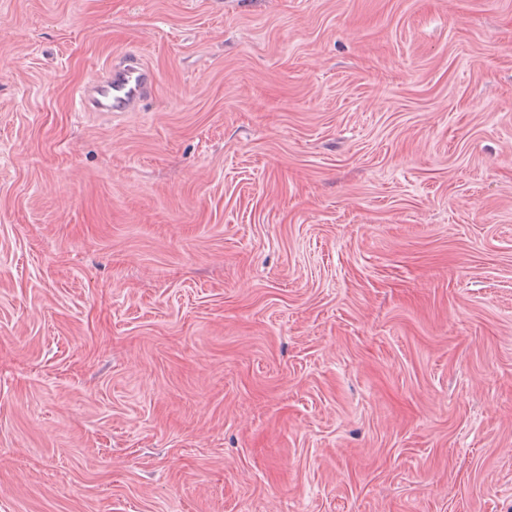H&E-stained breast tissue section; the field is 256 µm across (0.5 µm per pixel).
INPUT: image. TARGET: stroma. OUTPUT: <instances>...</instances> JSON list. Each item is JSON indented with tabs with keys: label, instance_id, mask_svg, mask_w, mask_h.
Instances as JSON below:
<instances>
[{
	"label": "stroma",
	"instance_id": "stroma-1",
	"mask_svg": "<svg viewBox=\"0 0 512 512\" xmlns=\"http://www.w3.org/2000/svg\"><path fill=\"white\" fill-rule=\"evenodd\" d=\"M0 512H512V0H0ZM153 70L138 56H124L108 66L81 91L79 112L111 115L138 111L155 83Z\"/></svg>",
	"mask_w": 512,
	"mask_h": 512
}]
</instances>
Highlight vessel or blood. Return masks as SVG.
<instances>
[{
    "instance_id": "1",
    "label": "vessel or blood",
    "mask_w": 512,
    "mask_h": 512,
    "mask_svg": "<svg viewBox=\"0 0 512 512\" xmlns=\"http://www.w3.org/2000/svg\"><path fill=\"white\" fill-rule=\"evenodd\" d=\"M155 80L153 70L138 56L119 58L84 87L80 109L113 115L138 111Z\"/></svg>"
}]
</instances>
